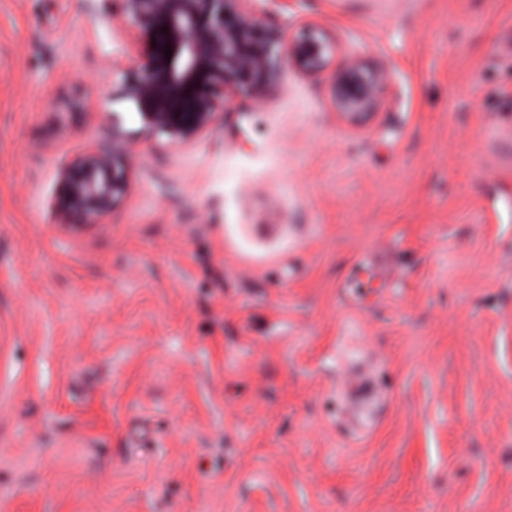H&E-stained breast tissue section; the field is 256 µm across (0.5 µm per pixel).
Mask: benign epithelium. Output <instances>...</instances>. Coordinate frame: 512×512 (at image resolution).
I'll return each mask as SVG.
<instances>
[{"label": "benign epithelium", "instance_id": "benign-epithelium-1", "mask_svg": "<svg viewBox=\"0 0 512 512\" xmlns=\"http://www.w3.org/2000/svg\"><path fill=\"white\" fill-rule=\"evenodd\" d=\"M90 7L119 19L144 43L124 68L123 93L149 131L176 145L204 133L225 102L270 100L285 64L308 76L330 74L332 104L352 121L377 111L389 86L386 69L360 57L332 67L335 46L318 25L287 37L249 0H90ZM132 168L131 148L114 124L111 143L59 165L53 209L72 230L100 223L127 195Z\"/></svg>", "mask_w": 512, "mask_h": 512}]
</instances>
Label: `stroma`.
<instances>
[{
    "instance_id": "35a3bbf8",
    "label": "stroma",
    "mask_w": 512,
    "mask_h": 512,
    "mask_svg": "<svg viewBox=\"0 0 512 512\" xmlns=\"http://www.w3.org/2000/svg\"><path fill=\"white\" fill-rule=\"evenodd\" d=\"M285 67L170 145L86 0H0V512H512V0H257ZM137 151L78 232L59 163Z\"/></svg>"
}]
</instances>
